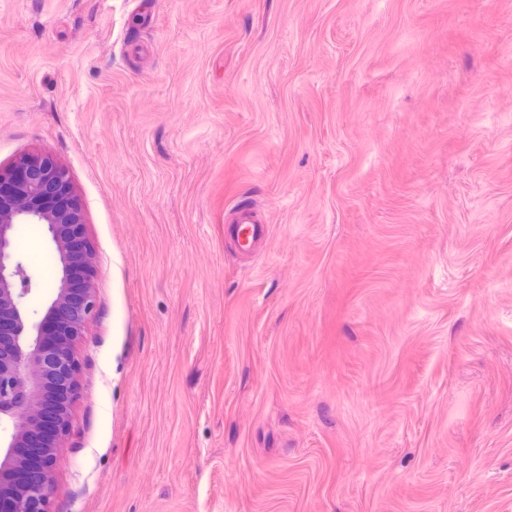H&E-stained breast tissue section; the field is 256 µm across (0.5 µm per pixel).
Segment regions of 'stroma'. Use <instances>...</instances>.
I'll use <instances>...</instances> for the list:
<instances>
[{
    "instance_id": "stroma-1",
    "label": "stroma",
    "mask_w": 512,
    "mask_h": 512,
    "mask_svg": "<svg viewBox=\"0 0 512 512\" xmlns=\"http://www.w3.org/2000/svg\"><path fill=\"white\" fill-rule=\"evenodd\" d=\"M40 152L96 269L51 512H512V0H0ZM264 228L263 224H258L253 219L249 209H242L238 212V217L229 230L231 235L237 239L238 249L242 253H250L251 243L264 233Z\"/></svg>"
}]
</instances>
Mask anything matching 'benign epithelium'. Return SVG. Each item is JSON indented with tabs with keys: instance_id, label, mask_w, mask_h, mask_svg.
Instances as JSON below:
<instances>
[{
	"instance_id": "obj_1",
	"label": "benign epithelium",
	"mask_w": 512,
	"mask_h": 512,
	"mask_svg": "<svg viewBox=\"0 0 512 512\" xmlns=\"http://www.w3.org/2000/svg\"><path fill=\"white\" fill-rule=\"evenodd\" d=\"M41 224L59 258L56 291L34 317L36 288L13 248L15 227ZM93 248L66 170L47 153L0 171V502L49 512L53 476L78 390L75 343L95 310Z\"/></svg>"
}]
</instances>
